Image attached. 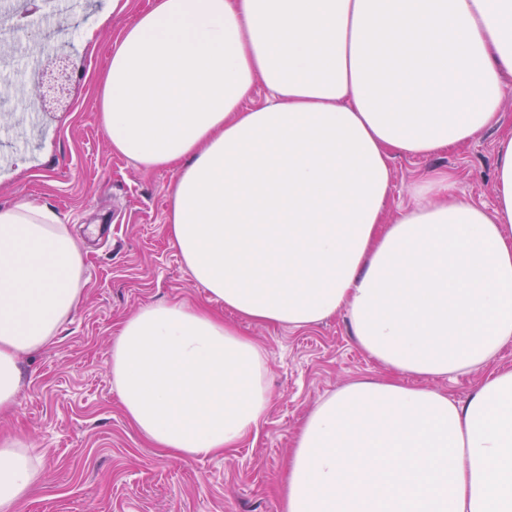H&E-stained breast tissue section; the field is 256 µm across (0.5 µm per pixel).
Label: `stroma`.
<instances>
[{
  "label": "stroma",
  "mask_w": 512,
  "mask_h": 512,
  "mask_svg": "<svg viewBox=\"0 0 512 512\" xmlns=\"http://www.w3.org/2000/svg\"><path fill=\"white\" fill-rule=\"evenodd\" d=\"M85 0L82 12L39 30L72 63L74 94L30 139L17 120L19 84L0 101V205L34 199L68 224L85 254L82 298L54 342L21 357L16 406L0 413V440L24 438L40 457L39 475L16 512H282L280 491L292 439L317 401L363 379L391 373L357 346L345 313L306 329L239 322L266 351L269 411L257 433L220 456H167L127 419L112 381L111 350L120 324L156 303L203 305L209 299L169 238L173 171L145 169L113 152L97 118L100 76L112 44L149 0ZM512 130V75L504 80L498 127L461 148L431 157L394 156L390 215L412 207L413 189L436 172L451 173L448 197L492 206L497 141ZM237 321V320H236Z\"/></svg>",
  "instance_id": "35a3bbf8"
}]
</instances>
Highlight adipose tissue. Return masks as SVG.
Returning <instances> with one entry per match:
<instances>
[{
  "mask_svg": "<svg viewBox=\"0 0 512 512\" xmlns=\"http://www.w3.org/2000/svg\"><path fill=\"white\" fill-rule=\"evenodd\" d=\"M508 73L512 0H153L113 45L99 120L115 153L175 171L169 234L193 280L253 323L346 313L394 373L307 414L283 512H512V369L462 402L426 385L512 342V132L492 207L449 201L441 171L386 217L392 156L494 128ZM85 283L55 212L0 206V411L20 358L54 340ZM266 368L260 344L184 304L143 308L112 346L128 420L180 458L258 430ZM37 476L33 448L0 442V512Z\"/></svg>",
  "mask_w": 512,
  "mask_h": 512,
  "instance_id": "1",
  "label": "adipose tissue"
}]
</instances>
